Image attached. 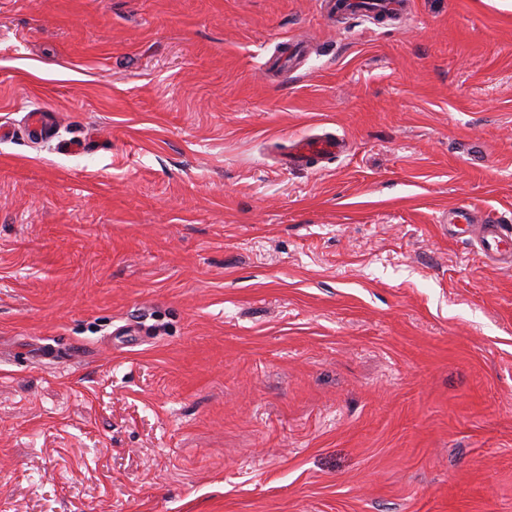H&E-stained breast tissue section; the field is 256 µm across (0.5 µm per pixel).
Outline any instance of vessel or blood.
Masks as SVG:
<instances>
[{
  "mask_svg": "<svg viewBox=\"0 0 512 512\" xmlns=\"http://www.w3.org/2000/svg\"><path fill=\"white\" fill-rule=\"evenodd\" d=\"M317 6L322 11L332 7L351 17L364 13L383 15L395 23L401 22L408 10L406 0H336L332 6L326 0H318ZM295 146L293 159L298 163L331 160L347 150L344 139L332 134L300 137ZM439 221L449 228L460 227L471 233L480 253L489 262H498L512 253V229L490 215L484 221H477L472 206L460 204L450 208L442 212Z\"/></svg>",
  "mask_w": 512,
  "mask_h": 512,
  "instance_id": "vessel-or-blood-1",
  "label": "vessel or blood"
}]
</instances>
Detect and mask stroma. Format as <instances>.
Instances as JSON below:
<instances>
[{
	"label": "stroma",
	"mask_w": 512,
	"mask_h": 512,
	"mask_svg": "<svg viewBox=\"0 0 512 512\" xmlns=\"http://www.w3.org/2000/svg\"><path fill=\"white\" fill-rule=\"evenodd\" d=\"M410 10L0 0V512H512V266L437 221L512 219V0ZM292 160L298 163L322 162L349 150L343 138L333 134L297 138Z\"/></svg>",
	"instance_id": "obj_1"
}]
</instances>
